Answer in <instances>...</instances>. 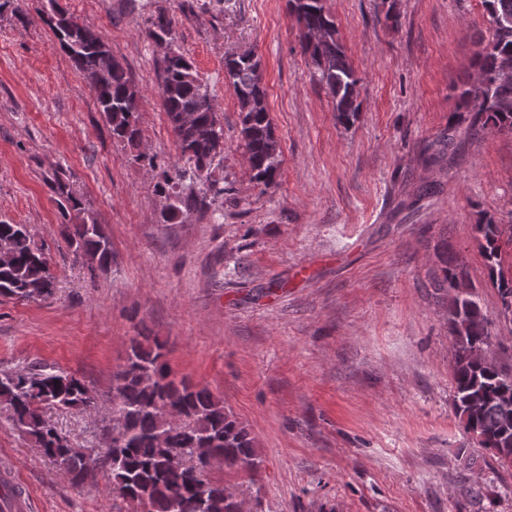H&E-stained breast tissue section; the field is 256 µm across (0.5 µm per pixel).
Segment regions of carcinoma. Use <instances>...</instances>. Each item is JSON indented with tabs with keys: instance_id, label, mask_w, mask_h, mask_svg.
Returning a JSON list of instances; mask_svg holds the SVG:
<instances>
[{
	"instance_id": "carcinoma-1",
	"label": "carcinoma",
	"mask_w": 512,
	"mask_h": 512,
	"mask_svg": "<svg viewBox=\"0 0 512 512\" xmlns=\"http://www.w3.org/2000/svg\"><path fill=\"white\" fill-rule=\"evenodd\" d=\"M492 37L478 54L477 80L461 93L474 113V130L512 135V79L502 70L512 69V0H484ZM302 30L301 49L314 63L319 82L331 95L334 111L350 123L359 96L360 78L340 42L336 24L324 0H289ZM41 19L49 26L61 50L80 71L95 93L99 112L112 137L136 148L139 86L116 59L102 36L64 9L58 0H48ZM172 19L161 12L149 20L148 36L167 40ZM260 60L224 59V76L236 94L240 133L248 152L252 179L269 186L276 180L282 152L275 136L260 85ZM162 106L177 140L181 158L189 168L164 172L160 192L173 190V202L162 211L165 222L185 211H201L205 199L178 189L186 174L198 177L224 154V129L213 112L209 94L186 57L173 51L159 65ZM55 192L67 237L76 257L100 269L112 261V245L103 225L84 217L81 200L56 182ZM476 228L478 246L486 261L488 278L502 302L504 321L512 324V272L502 264V239L512 238V224L482 217ZM9 254L0 257V296L16 299L49 298L54 277L42 248L28 227L0 221V242ZM434 280L435 290L448 298V321L454 336L455 367L453 405L465 431L490 450L499 466L512 468V369L493 360L478 358L475 351L493 345L487 322L470 292L452 291L459 273L445 267ZM166 344L148 336L133 338L125 364L114 374L112 414L117 423L104 427L112 442L99 455L73 443L44 414V409L61 412H93L99 399L76 376L53 367L31 371L0 372V406L12 414L14 425L36 447L77 483L101 467L111 471L115 498L133 512H239L232 492L224 482L202 473L196 464L199 449L224 459V465L255 475L259 461L248 430L224 409V400L206 387H195L171 377ZM180 455L182 465L172 464Z\"/></svg>"
}]
</instances>
